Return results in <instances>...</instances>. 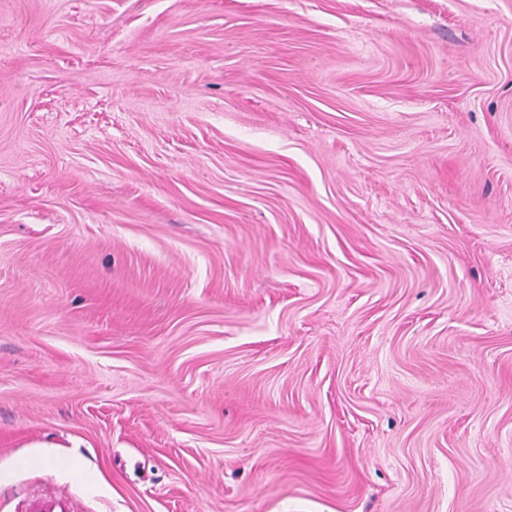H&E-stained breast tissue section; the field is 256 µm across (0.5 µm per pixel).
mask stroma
<instances>
[{
    "instance_id": "obj_1",
    "label": "stroma",
    "mask_w": 512,
    "mask_h": 512,
    "mask_svg": "<svg viewBox=\"0 0 512 512\" xmlns=\"http://www.w3.org/2000/svg\"><path fill=\"white\" fill-rule=\"evenodd\" d=\"M44 500L512 512V0H0V512Z\"/></svg>"
}]
</instances>
